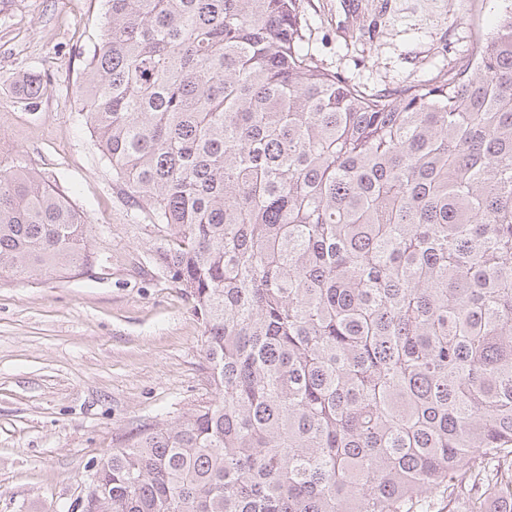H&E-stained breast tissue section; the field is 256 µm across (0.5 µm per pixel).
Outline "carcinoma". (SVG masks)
Instances as JSON below:
<instances>
[{"instance_id": "1", "label": "carcinoma", "mask_w": 512, "mask_h": 512, "mask_svg": "<svg viewBox=\"0 0 512 512\" xmlns=\"http://www.w3.org/2000/svg\"><path fill=\"white\" fill-rule=\"evenodd\" d=\"M106 5L82 111L213 397L119 437L103 512H512V4L375 94L308 54L300 0ZM95 261L68 197L0 163V273Z\"/></svg>"}]
</instances>
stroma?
<instances>
[{
  "mask_svg": "<svg viewBox=\"0 0 512 512\" xmlns=\"http://www.w3.org/2000/svg\"><path fill=\"white\" fill-rule=\"evenodd\" d=\"M304 0L308 49L372 94L436 80L495 28L502 0ZM103 0H0V159L83 213L84 275L0 274V512H76L93 463L126 430L173 422L211 395L203 327L150 259L135 213L92 137L79 95ZM41 75L38 108L21 85Z\"/></svg>",
  "mask_w": 512,
  "mask_h": 512,
  "instance_id": "35a3bbf8",
  "label": "stroma"
}]
</instances>
